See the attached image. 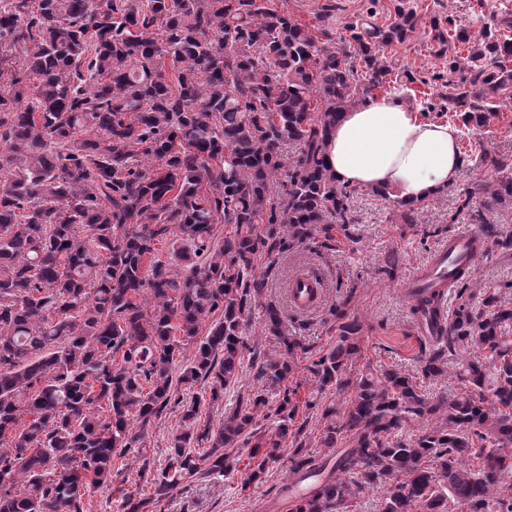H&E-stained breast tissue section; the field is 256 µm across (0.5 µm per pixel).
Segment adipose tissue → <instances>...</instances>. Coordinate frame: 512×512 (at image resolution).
<instances>
[{"label": "adipose tissue", "mask_w": 512, "mask_h": 512, "mask_svg": "<svg viewBox=\"0 0 512 512\" xmlns=\"http://www.w3.org/2000/svg\"><path fill=\"white\" fill-rule=\"evenodd\" d=\"M325 161L342 185L385 188L396 200L422 202L455 183L459 130L393 97L374 96L342 114Z\"/></svg>", "instance_id": "obj_1"}]
</instances>
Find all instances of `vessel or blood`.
<instances>
[{
	"label": "vessel or blood",
	"mask_w": 512,
	"mask_h": 512,
	"mask_svg": "<svg viewBox=\"0 0 512 512\" xmlns=\"http://www.w3.org/2000/svg\"><path fill=\"white\" fill-rule=\"evenodd\" d=\"M480 243L481 234L476 230L454 235L448 243L439 246L431 260L411 280V287L429 288L447 283L458 268L469 266L475 259ZM288 296L294 308L304 311L317 304L321 291L312 279L300 276L292 281Z\"/></svg>",
	"instance_id": "obj_1"
}]
</instances>
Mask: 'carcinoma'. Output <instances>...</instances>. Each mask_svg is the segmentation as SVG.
Wrapping results in <instances>:
<instances>
[{
    "instance_id": "cac0c4a2",
    "label": "carcinoma",
    "mask_w": 512,
    "mask_h": 512,
    "mask_svg": "<svg viewBox=\"0 0 512 512\" xmlns=\"http://www.w3.org/2000/svg\"><path fill=\"white\" fill-rule=\"evenodd\" d=\"M501 4L474 30L430 19L438 55L468 45L449 57L458 78L441 95L463 133L512 102V0ZM332 12L307 27L270 0H0V512H85L84 493L128 455L153 491L122 494L116 512H157L237 470L242 448L241 490L262 484L285 446L290 474L315 479L288 512H349L373 489L381 512H512V283L470 265L411 292L432 332L414 374L358 365L350 295L328 309L338 336L320 356L307 324L284 332L262 301L272 266L255 259L358 241L355 189L328 173L325 144L340 113L390 84L386 51L417 30L406 0L388 25L360 18L338 39ZM481 161L492 179L463 188L462 207L512 205V160ZM217 224L229 226L221 241ZM174 228L180 274L151 258ZM481 234L512 254L511 231ZM258 310L276 355L243 336ZM246 360L262 387L199 424ZM447 379L459 391L431 390ZM197 383L210 399L181 392ZM331 389L343 407L319 405ZM171 407L181 422L160 463L145 432Z\"/></svg>"
}]
</instances>
